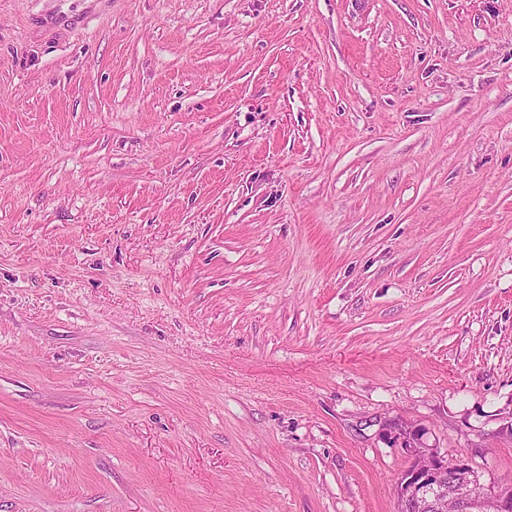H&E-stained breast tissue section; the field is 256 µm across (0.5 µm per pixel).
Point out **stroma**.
Returning a JSON list of instances; mask_svg holds the SVG:
<instances>
[{
    "label": "stroma",
    "mask_w": 512,
    "mask_h": 512,
    "mask_svg": "<svg viewBox=\"0 0 512 512\" xmlns=\"http://www.w3.org/2000/svg\"><path fill=\"white\" fill-rule=\"evenodd\" d=\"M512 481V0H0V512H396ZM399 440L411 461L396 483L398 512H446L448 499L455 512H512V483H485L465 459L426 448L418 431Z\"/></svg>",
    "instance_id": "35a3bbf8"
}]
</instances>
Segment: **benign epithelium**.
<instances>
[{"instance_id":"1","label":"benign epithelium","mask_w":512,"mask_h":512,"mask_svg":"<svg viewBox=\"0 0 512 512\" xmlns=\"http://www.w3.org/2000/svg\"><path fill=\"white\" fill-rule=\"evenodd\" d=\"M411 457L396 483L398 512H445L448 501L456 512H512V483H486L464 459L448 461L424 446L421 434L400 438Z\"/></svg>"}]
</instances>
